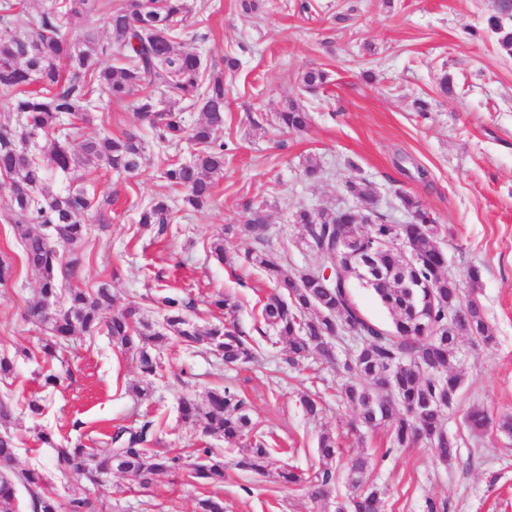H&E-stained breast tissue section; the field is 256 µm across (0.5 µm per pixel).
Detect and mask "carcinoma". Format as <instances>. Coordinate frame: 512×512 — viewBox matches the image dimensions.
I'll list each match as a JSON object with an SVG mask.
<instances>
[{
    "label": "carcinoma",
    "mask_w": 512,
    "mask_h": 512,
    "mask_svg": "<svg viewBox=\"0 0 512 512\" xmlns=\"http://www.w3.org/2000/svg\"><path fill=\"white\" fill-rule=\"evenodd\" d=\"M106 2L56 0L49 9L30 14L19 0H0V91L12 94L11 109L22 120L18 126L0 122V192L11 199L5 220L22 246L24 261L39 276L40 300L26 310L30 321L50 333L37 347L38 354L48 359L73 336L102 333L120 351L136 357L143 380L132 391L142 398L150 393L152 381L162 376L153 352L173 339L188 347H205L228 364L251 363L256 352L250 336L235 322L239 304L228 295L211 302L224 320L205 325L188 317L190 304L184 300L167 295L154 298L152 302L163 311L159 329L138 306L115 308V296L107 285L91 290L79 286L88 261L85 217L93 212L103 222L112 206L111 198L100 199L87 191V173L103 166L130 174L137 171L144 152L142 139L134 130L119 136L107 131L85 139L77 151L67 139H56L50 152L39 157L26 148L25 133L47 135L64 115L84 120L96 102L110 108L130 100L158 142L178 145L189 140L197 146L190 162L175 161L163 171L166 181L183 192V204L194 209L208 204L216 177L224 171V141L219 137L224 130V75L204 77L200 58L177 50L187 35L190 0H123L122 6L112 10L105 8ZM91 20L103 21L109 34L98 47L74 41L67 33L72 24ZM488 25L500 51L512 56V29L505 28L497 16L490 17ZM329 79L324 69H309L299 77L312 95L320 94ZM185 103H199L203 112V120L190 129L181 115ZM277 121L283 128L301 131L309 123V113L290 103L277 113ZM56 171L70 179L63 194L53 192L48 184L49 175ZM346 191L358 206L330 211L302 208L293 214V223L305 230L307 248L320 258L318 266L300 271L288 269L281 256L265 248V210L245 206L239 232L256 244L245 260L275 288L260 307L262 323L285 344L292 365L309 355L335 364L337 345L358 337L342 368L364 380L343 389L345 398L361 409L360 422L389 425L397 448L425 441L446 462L457 456V448L445 429L444 412L455 406L462 386L461 376L453 371L458 341L444 334L448 310L467 315L469 334L484 344H492L494 336L479 302L461 303V283L448 275L446 256L437 245L438 225L406 193L400 199L416 223L401 225L399 245L385 246L375 254L378 268L395 272V277L370 287L390 313L392 325L383 328L370 320L339 279L338 269L348 268L347 239L358 238L367 249L374 239H388L391 225L378 212L369 182L350 180ZM172 221L166 196L154 197L139 215V223L157 237L168 233ZM47 226L54 231L51 237L45 234ZM326 268L331 269L328 281L321 276ZM14 281L11 258L0 251V288ZM178 405L184 422L239 445L237 467L259 476L270 473L272 449L231 387L208 392L203 405L188 397L180 398ZM16 409L10 395L0 397V512H13L17 479L34 489L33 512L95 508L82 498L64 508L40 469H14L19 441L9 425ZM465 422L475 433L495 425L512 434V417L495 423L482 408L468 411ZM153 433L151 421L134 429L119 427L111 435V447L99 452L80 444H57L44 430H37L36 436L53 448L65 480L99 484L117 471L145 484L153 475L181 469L205 484L224 482V462L213 457L212 449H194L192 454L201 462L191 463L181 454L147 447ZM317 452L319 467L312 473L282 467L276 472L278 480L306 485L313 499L328 495L338 469L348 473L353 486L364 485L367 456L342 459L336 438L328 432L320 435ZM336 512H384V502L378 491L366 489L339 503Z\"/></svg>",
    "instance_id": "1"
}]
</instances>
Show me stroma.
Instances as JSON below:
<instances>
[{
	"label": "stroma",
	"instance_id": "stroma-1",
	"mask_svg": "<svg viewBox=\"0 0 512 512\" xmlns=\"http://www.w3.org/2000/svg\"><path fill=\"white\" fill-rule=\"evenodd\" d=\"M501 2L309 0L303 13L300 0H260L258 10L245 15L238 0H194L181 47L201 57L207 74L223 73L227 98L220 135L224 172L212 203L200 210L184 206L180 193L161 177L167 163L190 158L192 145H159L131 103L91 112L84 122L62 118L58 129L71 148L103 130L117 136L135 127L146 150L135 174L103 168L88 175L97 196H111L112 211L108 225L90 226L92 257L83 284L109 283L118 306H140L157 322L162 316L152 295L184 297L191 303L189 317L201 323L212 318V298L232 295L257 358L228 365L206 349L168 344L160 351L163 375L151 397L141 400L131 391L141 378L136 358L118 351L106 336L74 337L48 361L31 357L47 336L25 317L38 299V275L23 261L5 221L10 200L0 195V250L17 269L15 284L0 288V353L15 360L13 375L0 379V394H11L21 405L46 398L41 423L54 443L64 445L102 450L117 427L156 420L154 449L186 455L200 446L214 448L225 476L213 487L169 473L146 486L120 473L100 486L66 482L51 446L36 441L26 417L12 426L19 440L18 468L39 467L61 503L88 498L99 512H195L198 498L209 492L223 498L224 512H335L353 493L345 474L337 475L325 499L314 502L304 487L236 468L237 447L180 419V397L202 401L210 390L229 386L245 399L258 431L275 448L274 465L310 470L318 463L319 436L328 431L344 453L370 459L365 482L381 492L385 512L433 507L512 512V438L493 430L478 435L465 424L475 406L495 417L512 415V58L501 53L487 25L496 14L512 24V10L501 12ZM228 56L238 59L236 71H226ZM311 67L331 74L315 98L296 80ZM445 76L456 86L454 95L439 91ZM419 98L428 102L427 111L416 110ZM291 99L311 114L304 131L288 132L274 121ZM310 158L321 166L320 178L305 176ZM361 178L372 184L378 210L390 223L409 218L400 192L421 201L441 227L437 244L451 276L463 277L472 266L481 271L480 288L463 291L462 297L482 305L496 341L489 346L469 336L459 341L455 368L463 382L445 422L458 454L449 463L425 444L394 447L386 427L350 433L357 412L339 394L348 374L315 357L288 365L284 344L266 337L258 315L272 288L244 260L253 243L231 231L242 221L244 204L263 206L272 250L287 258L290 268L309 266L315 258L293 213L354 205L345 183ZM158 195L169 197L174 210L161 240L138 222L139 209ZM217 240L232 265L211 255ZM50 369L61 380L49 392L42 376ZM304 392L320 400L318 417L304 413L299 403Z\"/></svg>",
	"mask_w": 512,
	"mask_h": 512
}]
</instances>
